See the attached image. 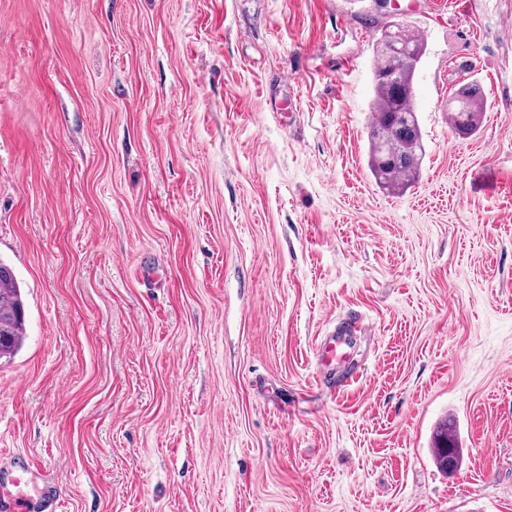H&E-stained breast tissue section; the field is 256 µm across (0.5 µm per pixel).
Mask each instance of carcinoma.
<instances>
[{
	"instance_id": "cac0c4a2",
	"label": "carcinoma",
	"mask_w": 512,
	"mask_h": 512,
	"mask_svg": "<svg viewBox=\"0 0 512 512\" xmlns=\"http://www.w3.org/2000/svg\"><path fill=\"white\" fill-rule=\"evenodd\" d=\"M388 32L376 42L374 104L368 127V166L377 184L401 192L418 176L425 153L422 131L413 106V82L424 54L422 41L404 34L411 52L397 54L387 49ZM479 83L464 81L448 103L453 129L462 137L473 135L484 111ZM26 336L25 301L21 285L8 264L0 259V359H10L22 347ZM434 454L444 468L457 459L452 428L436 431Z\"/></svg>"
}]
</instances>
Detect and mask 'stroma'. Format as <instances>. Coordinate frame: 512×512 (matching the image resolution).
<instances>
[{
  "mask_svg": "<svg viewBox=\"0 0 512 512\" xmlns=\"http://www.w3.org/2000/svg\"><path fill=\"white\" fill-rule=\"evenodd\" d=\"M403 25L425 155L394 194L366 127ZM0 259L34 512H512V0H0ZM484 95L476 81H463L448 103L449 118L459 136L473 135L484 111ZM26 336L25 301L21 285L0 259V359H11ZM367 330L364 320L356 316H348L336 327L333 333L326 339L324 344L318 350V357L326 371H320L324 376L321 381L328 377L331 378L336 362L342 360L343 354L338 353V348L343 344V336H349L355 332L365 333ZM434 438L433 450L436 461L444 468L454 466L458 448H454V434L452 428L448 427V423L446 426H439Z\"/></svg>",
  "mask_w": 512,
  "mask_h": 512,
  "instance_id": "1",
  "label": "stroma"
}]
</instances>
